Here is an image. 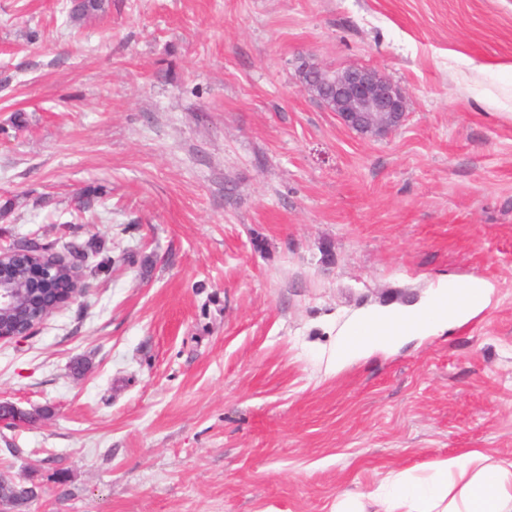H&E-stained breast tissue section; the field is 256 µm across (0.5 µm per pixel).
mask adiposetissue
<instances>
[{"label":"adipose tissue","mask_w":512,"mask_h":512,"mask_svg":"<svg viewBox=\"0 0 512 512\" xmlns=\"http://www.w3.org/2000/svg\"><path fill=\"white\" fill-rule=\"evenodd\" d=\"M484 303L482 283H451L421 304L363 312L341 331L334 356L348 361L370 347L437 333ZM333 512H512V459L496 460L474 449L436 463L425 474L393 470L374 492L338 498Z\"/></svg>","instance_id":"ef3b65f1"}]
</instances>
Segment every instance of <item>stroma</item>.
<instances>
[{
	"mask_svg": "<svg viewBox=\"0 0 512 512\" xmlns=\"http://www.w3.org/2000/svg\"><path fill=\"white\" fill-rule=\"evenodd\" d=\"M0 0V247L109 261L0 340L25 512H332L390 470L512 459V0ZM406 96L364 139L304 65ZM481 281L344 363L359 313ZM106 6V0H71L69 19L71 22L79 23L103 13Z\"/></svg>",
	"mask_w": 512,
	"mask_h": 512,
	"instance_id": "1",
	"label": "stroma"
}]
</instances>
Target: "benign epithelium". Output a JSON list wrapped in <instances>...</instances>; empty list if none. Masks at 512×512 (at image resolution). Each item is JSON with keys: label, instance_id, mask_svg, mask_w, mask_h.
<instances>
[{"label": "benign epithelium", "instance_id": "obj_1", "mask_svg": "<svg viewBox=\"0 0 512 512\" xmlns=\"http://www.w3.org/2000/svg\"><path fill=\"white\" fill-rule=\"evenodd\" d=\"M302 80L342 125L363 138L386 135L405 119L404 93L372 69L350 66L331 72L310 65ZM18 257L14 248L0 250V339L27 336L39 327L33 317H47L38 312L41 289L54 281L57 268L66 263L51 254L31 261L30 275L21 278L12 267Z\"/></svg>", "mask_w": 512, "mask_h": 512}]
</instances>
